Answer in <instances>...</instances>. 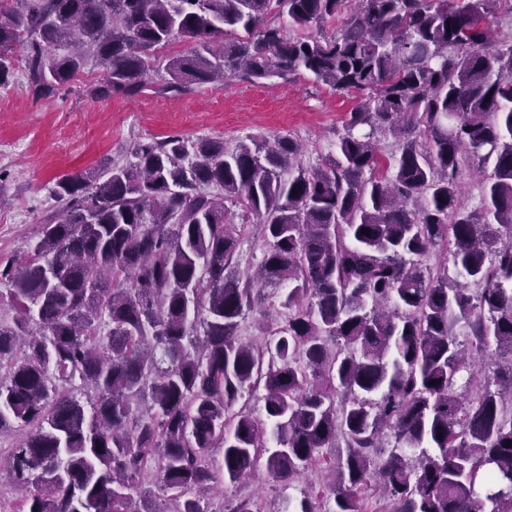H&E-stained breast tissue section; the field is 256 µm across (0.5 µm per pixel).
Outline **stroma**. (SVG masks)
Listing matches in <instances>:
<instances>
[{
  "label": "stroma",
  "mask_w": 512,
  "mask_h": 512,
  "mask_svg": "<svg viewBox=\"0 0 512 512\" xmlns=\"http://www.w3.org/2000/svg\"><path fill=\"white\" fill-rule=\"evenodd\" d=\"M102 78L90 63L83 78L46 97L34 96L20 74L0 87V264L23 259L42 224L58 214L51 196L58 178L126 161L136 145L171 135L220 139L230 149L250 136L290 137L303 146L302 163L312 167L334 153L342 120L358 102L356 94L305 76L229 79L165 95L153 76L138 95L97 98L89 88ZM333 465L327 450L299 483L285 486L259 475L230 490L263 502L296 498L304 488L321 491Z\"/></svg>",
  "instance_id": "stroma-1"
}]
</instances>
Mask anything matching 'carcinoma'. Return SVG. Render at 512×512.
Instances as JSON below:
<instances>
[{"mask_svg":"<svg viewBox=\"0 0 512 512\" xmlns=\"http://www.w3.org/2000/svg\"><path fill=\"white\" fill-rule=\"evenodd\" d=\"M512 0H5L0 86L38 97L89 61L96 97L309 74L355 92L336 154L290 137L168 136L54 183L60 214L0 286V434L15 512H208L264 467L291 484L336 448L326 493L268 512H512ZM288 16V28L276 19ZM337 24L328 35L323 27ZM183 41L189 51L160 55ZM399 153L386 155L378 135ZM482 176L481 204L461 178ZM252 217L237 224L235 210ZM366 228L369 233L361 234ZM264 252L240 269L244 237ZM451 257L458 280L423 260ZM284 322L241 337L268 305ZM507 361L468 378L459 325ZM162 356H157V351ZM436 384H431V381ZM263 403L256 417L249 401ZM395 444L379 455L382 435ZM172 508L152 506V466Z\"/></svg>","mask_w":512,"mask_h":512,"instance_id":"cac0c4a2","label":"carcinoma"}]
</instances>
